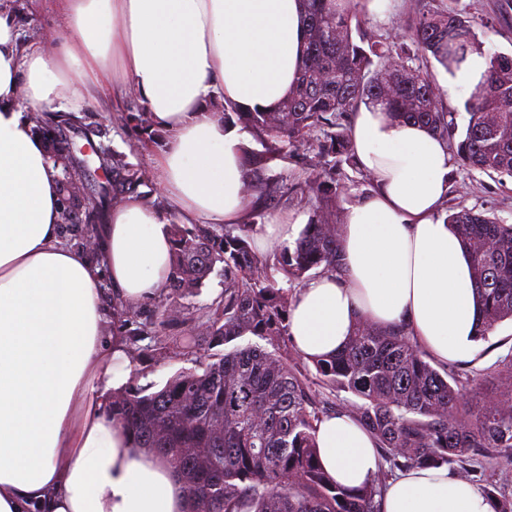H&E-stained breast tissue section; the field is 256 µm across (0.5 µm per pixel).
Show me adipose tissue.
I'll use <instances>...</instances> for the list:
<instances>
[{"label":"adipose tissue","instance_id":"adipose-tissue-1","mask_svg":"<svg viewBox=\"0 0 512 512\" xmlns=\"http://www.w3.org/2000/svg\"><path fill=\"white\" fill-rule=\"evenodd\" d=\"M59 37L24 46L0 0V512H186L171 464L112 419L130 360L102 302V281L136 305L164 290L171 217L238 224L246 217L244 141L214 99L271 111L288 95L305 38L298 0H56ZM132 91L164 134V207L128 195L105 218L100 262L63 244L59 180L32 114L77 111L109 87ZM352 142L376 177L349 205L342 276L297 292L289 332L306 358L345 345L363 317L406 325L438 364L472 360L480 321L468 253L441 218L454 158L425 128L360 106ZM332 479L358 487L375 444L347 416L319 423ZM383 512H494L447 468L389 481Z\"/></svg>","mask_w":512,"mask_h":512}]
</instances>
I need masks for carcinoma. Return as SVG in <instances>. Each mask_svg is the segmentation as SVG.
<instances>
[{"label": "carcinoma", "instance_id": "carcinoma-1", "mask_svg": "<svg viewBox=\"0 0 512 512\" xmlns=\"http://www.w3.org/2000/svg\"><path fill=\"white\" fill-rule=\"evenodd\" d=\"M362 0H302L305 49L297 83L273 111H241L217 101L212 110L238 121L261 146L247 147L246 191L257 199L307 201L313 215L294 247L262 252L257 222L183 224L171 217L173 261L154 309L110 298L112 335L136 352L151 372L165 358L193 364L158 390L129 383L112 395V415L139 444L165 457L182 477L190 512H380L387 479L408 468L448 467L466 478L477 458L512 465V390L473 408L472 380L426 360L405 326L382 328L362 317L343 349L313 357L298 369L289 349L288 319L295 287L339 274L343 204L352 201L345 168H358L348 118L363 104H379L399 120L417 123L444 140L454 159L484 173L512 176V54L489 51L488 70L465 102L467 120L444 107V91L430 68L453 74L483 42L467 17L441 2L422 7L398 47L375 34ZM87 115L38 114L43 135L84 127ZM125 122L152 131V113L129 112ZM62 168L61 229L94 238L109 203L135 194L153 207L161 197L139 188L145 177L111 148L86 156L71 143H50ZM309 156L297 160L299 151ZM112 170V181L85 189L88 165ZM280 167L276 173L272 166ZM269 171L261 180L252 176ZM470 255L481 323L477 339L512 320V224L454 206L446 217ZM219 270L221 292L206 319L188 299ZM251 334L266 345H242ZM210 352L200 354V340ZM353 395L341 404L330 396ZM345 413L373 437L381 464L363 485L345 488L321 467L317 423ZM484 493L495 512H512L495 484Z\"/></svg>", "mask_w": 512, "mask_h": 512}]
</instances>
